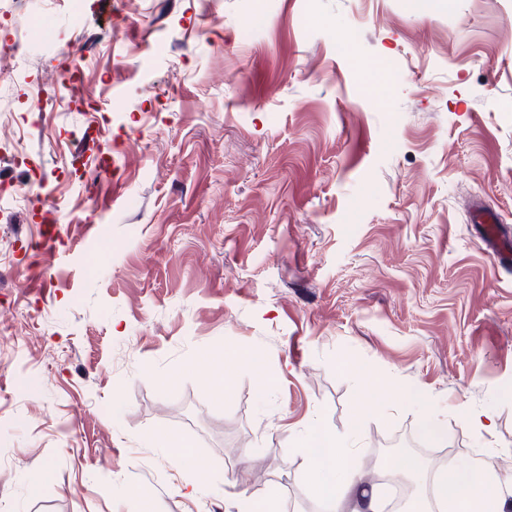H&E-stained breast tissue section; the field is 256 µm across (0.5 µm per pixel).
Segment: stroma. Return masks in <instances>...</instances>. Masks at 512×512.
I'll return each instance as SVG.
<instances>
[{
  "instance_id": "1",
  "label": "stroma",
  "mask_w": 512,
  "mask_h": 512,
  "mask_svg": "<svg viewBox=\"0 0 512 512\" xmlns=\"http://www.w3.org/2000/svg\"><path fill=\"white\" fill-rule=\"evenodd\" d=\"M94 7L0 19V45L27 40L0 189L62 220L48 251L31 208L0 220V512H236L230 485L319 512L296 450L315 420L362 473L406 440L433 468L491 448L512 475V274L469 211L512 233V0H116L106 25ZM75 41L76 91L32 112ZM458 418L461 424L486 433H491L495 426L494 416L489 411H475L460 406ZM420 432L424 439L436 445H447L448 443L447 423L428 418L421 421Z\"/></svg>"
}]
</instances>
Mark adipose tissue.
<instances>
[{
  "label": "adipose tissue",
  "mask_w": 512,
  "mask_h": 512,
  "mask_svg": "<svg viewBox=\"0 0 512 512\" xmlns=\"http://www.w3.org/2000/svg\"><path fill=\"white\" fill-rule=\"evenodd\" d=\"M307 479L322 512H382L383 505L364 477L352 470L348 450L319 424H311L298 444ZM486 448L468 460L430 469L416 456L394 460L393 472L423 484L413 512H504L512 476L501 474Z\"/></svg>",
  "instance_id": "obj_1"
}]
</instances>
